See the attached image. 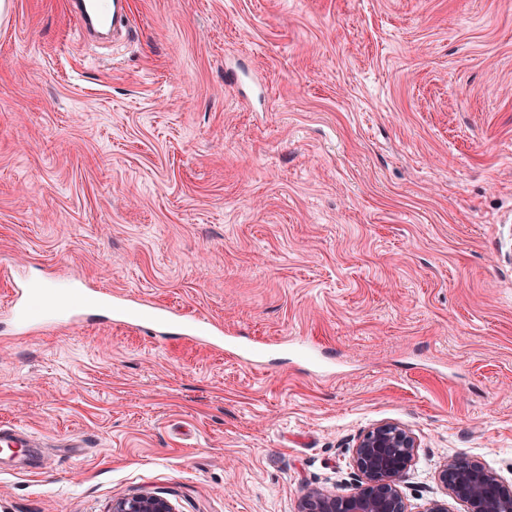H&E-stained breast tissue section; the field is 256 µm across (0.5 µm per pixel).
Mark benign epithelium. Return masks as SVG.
<instances>
[{"label":"benign epithelium","mask_w":512,"mask_h":512,"mask_svg":"<svg viewBox=\"0 0 512 512\" xmlns=\"http://www.w3.org/2000/svg\"><path fill=\"white\" fill-rule=\"evenodd\" d=\"M416 437L396 423L372 426L358 440L354 463L362 477L360 489L339 495L320 489L308 493L301 512H407L401 491L412 466ZM439 480L468 512H512V489L492 470L466 458L445 464ZM112 512H176L173 503L156 493L124 497L112 504Z\"/></svg>","instance_id":"obj_1"}]
</instances>
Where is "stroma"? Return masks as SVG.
Returning <instances> with one entry per match:
<instances>
[{
	"label": "stroma",
	"instance_id": "obj_1",
	"mask_svg": "<svg viewBox=\"0 0 512 512\" xmlns=\"http://www.w3.org/2000/svg\"><path fill=\"white\" fill-rule=\"evenodd\" d=\"M130 29L0 0V425L48 439L0 454V512H300L382 422L420 442L408 512L455 457L512 486V0H131ZM62 282L267 356L17 331L15 290L37 319ZM112 512H176L173 503L156 493H142L118 499Z\"/></svg>",
	"mask_w": 512,
	"mask_h": 512
}]
</instances>
